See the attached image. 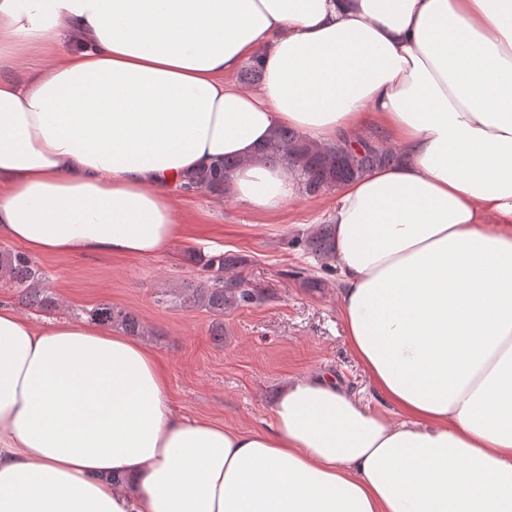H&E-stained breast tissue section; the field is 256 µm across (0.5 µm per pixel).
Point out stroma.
I'll use <instances>...</instances> for the list:
<instances>
[{"instance_id": "35a3bbf8", "label": "stroma", "mask_w": 512, "mask_h": 512, "mask_svg": "<svg viewBox=\"0 0 512 512\" xmlns=\"http://www.w3.org/2000/svg\"><path fill=\"white\" fill-rule=\"evenodd\" d=\"M335 198L332 190L302 195L268 215L227 194L182 192L177 209L186 236L166 255L42 254L35 262L57 299L56 309L47 312L22 303L9 283H0V301L39 323L74 320L81 309L106 301L130 310L148 331L149 350L168 370L174 402L190 417L241 429L264 427L284 384L320 371L331 374L361 405L381 411L383 400L346 344L336 269L294 244L322 224ZM204 240L245 257L241 273L250 287L265 291V300L221 317L157 303V296L174 285L200 278L189 255ZM301 267L323 280V288L297 281L293 272ZM218 322L224 325L220 343L212 336Z\"/></svg>"}]
</instances>
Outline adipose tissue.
<instances>
[{"mask_svg":"<svg viewBox=\"0 0 512 512\" xmlns=\"http://www.w3.org/2000/svg\"><path fill=\"white\" fill-rule=\"evenodd\" d=\"M368 123L404 158L329 222L387 410L313 373L267 427L188 418L141 340L0 302V512H512V0H0V239L32 252L161 255L180 179L227 157L277 214L273 131Z\"/></svg>","mask_w":512,"mask_h":512,"instance_id":"obj_1","label":"adipose tissue"}]
</instances>
